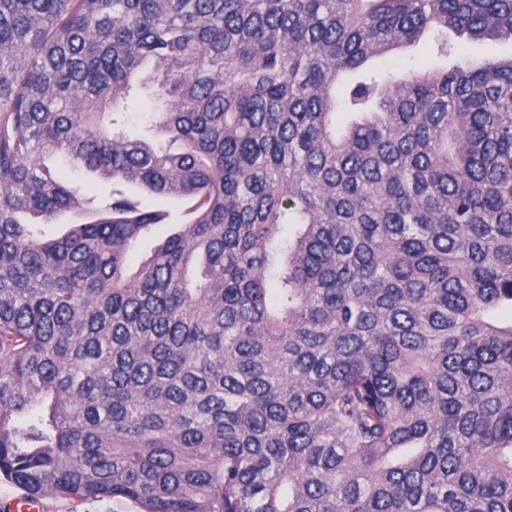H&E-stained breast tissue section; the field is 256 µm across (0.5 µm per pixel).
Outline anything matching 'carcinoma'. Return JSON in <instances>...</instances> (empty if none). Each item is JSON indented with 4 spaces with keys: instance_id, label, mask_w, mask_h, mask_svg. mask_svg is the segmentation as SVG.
I'll list each match as a JSON object with an SVG mask.
<instances>
[{
    "instance_id": "obj_1",
    "label": "carcinoma",
    "mask_w": 512,
    "mask_h": 512,
    "mask_svg": "<svg viewBox=\"0 0 512 512\" xmlns=\"http://www.w3.org/2000/svg\"><path fill=\"white\" fill-rule=\"evenodd\" d=\"M512 0H0V479L142 512H512ZM154 89L151 130L117 127ZM112 184L86 200L43 160ZM188 203L133 273L128 256ZM200 263V280L189 271ZM428 36H425L420 43L411 49L401 53H395L384 58L380 65L384 70L398 71L408 61L414 68L426 69L431 67L442 68H467L482 64L491 55H510L511 42L491 43L489 41L471 40L467 35H460L448 31V40L455 45L457 50L446 57L436 56L431 47L428 46ZM412 55L413 60L409 61ZM143 204L149 208H165L171 212L168 224L152 226L139 240L134 251L130 255V272H134L138 264L151 256L153 250L161 244L169 235L178 231L181 224L188 220L183 214L185 205L172 197H161L144 194L141 196Z\"/></svg>"
}]
</instances>
